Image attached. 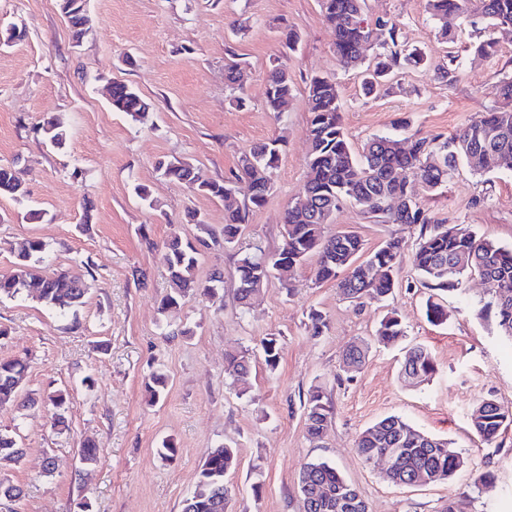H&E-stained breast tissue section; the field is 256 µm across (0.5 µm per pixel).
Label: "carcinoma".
Listing matches in <instances>:
<instances>
[{
  "label": "carcinoma",
  "instance_id": "1",
  "mask_svg": "<svg viewBox=\"0 0 512 512\" xmlns=\"http://www.w3.org/2000/svg\"><path fill=\"white\" fill-rule=\"evenodd\" d=\"M59 2L61 10L70 14L69 27L74 43L78 44L90 28L88 11L69 7L70 0ZM470 2L427 0L429 13L441 23L442 35L451 36L452 21L471 18ZM321 9L325 23L334 31V53L343 67L356 65L363 51L377 50L374 68L363 83L364 95H373L394 71L424 63L421 53L399 47L398 25L394 20L379 19L369 24L364 16V0H321ZM479 15L487 25L480 29L473 51L481 56L493 55L498 49L496 31L512 29V0H479ZM224 71L231 90L242 91L245 72L239 63L230 61ZM292 91L293 78L287 66H273L268 77L266 109L281 114ZM307 92L311 150L306 161V204L291 206L285 212L287 240L275 253L267 252L257 241L245 249L237 245L242 228L249 224L250 213L263 206L273 190L272 174L281 139H271L242 154L236 171L222 183L194 181L195 166L185 159L158 162L164 176L224 202V250L236 251L239 306L248 308L272 279L291 287L297 269L312 254L318 256V281L336 282V288L350 301L381 300L391 294L404 253L401 239L391 237L368 255L367 262L379 269L375 277L354 266L364 252L363 240L356 232L325 234V225L348 201L371 219L420 226L412 265L423 287L433 292L454 291L464 274L476 273L487 284L490 304L497 311L500 335L512 340V247L478 237L459 224L449 225L431 216L423 205L424 195L447 183L459 163L483 175L499 168L503 156H512V77L501 81V105L472 119L458 134L450 138L421 137L405 150L391 136H375L359 158L351 152L345 136L336 81L314 76ZM110 95L114 110L138 120L146 117L148 104L133 87L114 81ZM42 129L55 145L67 138V131L53 118L45 121ZM242 181L249 184L250 195L240 201L235 198L233 183ZM0 195L15 200L25 196L22 181L11 164H0ZM201 245L207 247L209 243L201 239L195 245L179 236L165 243L161 259L173 285L165 306L177 307L196 295L213 298L223 287L224 276L219 271L212 272L204 283L197 279ZM45 249V243L38 238L23 242L12 274L0 275V296L12 297L27 290L65 316L85 304L86 285L78 273H44L41 263ZM426 317L433 323H441L447 317L444 306L435 301L433 294L426 301ZM378 336L388 342L406 336L396 313L391 312L382 320ZM260 352L265 363L275 368L280 358L278 338H263ZM367 352L363 343L350 344L343 355L346 370L360 369ZM254 358L255 353L248 349L227 354L225 374L246 383ZM26 370L27 359L23 357L0 360V405L16 401L24 409L39 405L36 397L21 395ZM434 372V360L425 346L415 344L406 350L402 364L406 380L421 383ZM145 390L150 402H158L166 393L167 378L160 373L152 374ZM303 407L307 435L312 440L323 438L332 410L324 401L322 390L310 389ZM510 425L512 411L491 399L479 403L470 415L472 430L486 442L494 441ZM356 451L367 462L385 455L394 458L395 467L387 472L391 480H447L464 465L463 457L451 442L414 428L398 415L387 416L363 431ZM23 455L24 449L15 436L0 431V461L17 463ZM205 463L191 495L184 500L182 512H228L231 489L224 476L236 463L235 450L219 446L208 454ZM298 489L304 512H367L353 485L326 461L306 463Z\"/></svg>",
  "mask_w": 512,
  "mask_h": 512
}]
</instances>
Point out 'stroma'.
Here are the masks:
<instances>
[{
    "mask_svg": "<svg viewBox=\"0 0 512 512\" xmlns=\"http://www.w3.org/2000/svg\"><path fill=\"white\" fill-rule=\"evenodd\" d=\"M92 25L73 44L57 0H0V26L17 25L25 37L0 46V162L20 171L24 198H0V275L10 273L23 239L46 244L45 272L88 262L86 303L77 318L59 316L31 295L0 298V360L28 356L23 389L45 397L61 391L65 423L52 427L53 407L21 413L0 406V431L24 448L20 463H0V481L18 486L20 499L0 501V512H182L210 448H235L225 476L233 497L229 512H303L299 474L326 460L350 481L368 512H441L448 499L460 512H512V426L491 443L469 426L475 405L493 399L512 409V342L498 328L485 284L463 278L457 292L440 294L448 312L427 321L428 291L403 266L392 297L355 304L335 283L316 278L317 259L297 270L293 288L270 281L247 312L235 299L231 252L203 250L198 279L224 274L221 296L199 297L163 309L171 284L160 256L166 240L224 231V204L165 178L155 164L185 158L202 178L223 181L242 153L273 138L283 141L266 204L254 209L243 242L282 244V216L304 196L309 151L307 83L335 79L342 120L354 154L376 135L401 140L451 136L478 113L497 106L496 88L512 76V30L498 31V51L475 56V28L462 23L445 40L427 0H365L369 21L392 19L405 48L422 50L425 66L397 73L377 97H364L366 62L345 68L320 0H87ZM298 37L287 48V33ZM461 62L455 82L438 70ZM246 65L247 103L232 105L224 65ZM285 63L294 90L282 114L265 107L267 74ZM121 81L149 105L144 121L112 109L103 93ZM66 126L64 145L42 130L46 118ZM142 184L149 201L134 192ZM424 204L436 218L469 227L478 236L512 246V165L480 176L459 166ZM41 213L27 218L29 210ZM356 231L366 251L393 236L414 246L418 227L380 224L359 207L342 205L327 234ZM140 270L144 282L131 273ZM396 311L407 335L380 341L377 329ZM325 321L313 333L310 313ZM282 346L276 368L256 359L248 392L238 395L224 373L226 352L256 349L268 335ZM369 344L364 365L345 371L342 355L354 341ZM424 345L436 363L429 380L401 375L405 347ZM168 378L163 401L148 404L151 372ZM333 406L322 441H310L302 402L311 386ZM389 415L429 435L448 439L464 458L449 480L396 486L383 466L357 454L361 433ZM178 453L161 459L162 440ZM99 450L83 467L85 441ZM492 470L493 483L478 475Z\"/></svg>",
    "mask_w": 512,
    "mask_h": 512,
    "instance_id": "stroma-1",
    "label": "stroma"
}]
</instances>
